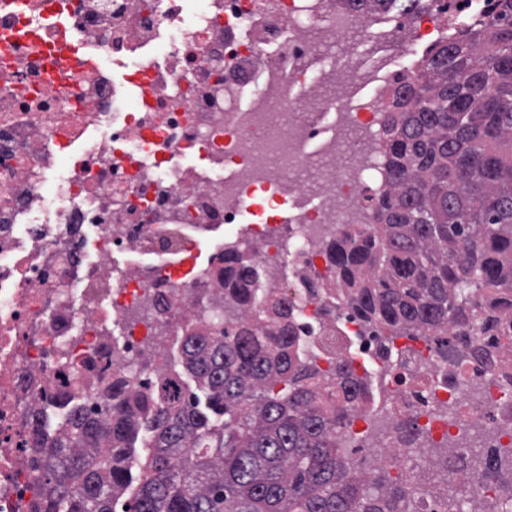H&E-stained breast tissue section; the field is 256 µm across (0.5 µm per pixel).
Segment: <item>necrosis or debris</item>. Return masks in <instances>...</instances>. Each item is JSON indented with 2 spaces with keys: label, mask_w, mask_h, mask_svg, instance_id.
Returning a JSON list of instances; mask_svg holds the SVG:
<instances>
[{
  "label": "necrosis or debris",
  "mask_w": 512,
  "mask_h": 512,
  "mask_svg": "<svg viewBox=\"0 0 512 512\" xmlns=\"http://www.w3.org/2000/svg\"><path fill=\"white\" fill-rule=\"evenodd\" d=\"M188 2L0 0V512L32 510L34 404L90 354L88 386L111 378L157 327V293L177 304L164 334H181L217 286L200 258L223 254L228 227L291 272L279 293L320 368L342 358L375 380L361 411L389 425L375 458L420 512H459L434 504L426 455L393 428L438 443L477 426L487 447L511 444L512 342L488 371L368 335L310 288L327 275L317 236L369 223L384 184L369 139L399 76L384 45L444 39L438 0L412 28L399 2L360 15L341 0H202L192 17Z\"/></svg>",
  "instance_id": "1"
}]
</instances>
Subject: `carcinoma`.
I'll list each match as a JSON object with an SVG mask.
<instances>
[{"label": "carcinoma", "instance_id": "carcinoma-1", "mask_svg": "<svg viewBox=\"0 0 512 512\" xmlns=\"http://www.w3.org/2000/svg\"><path fill=\"white\" fill-rule=\"evenodd\" d=\"M343 2L363 14L392 0ZM483 10L449 20L392 88L372 222L320 252L323 293L365 332L449 333L443 354L492 370L486 340L512 335V0H477ZM257 254L224 247L220 287L171 340L179 365L157 344L95 393L76 381L33 407L35 512H411L403 479L347 456L369 382L343 359L320 372ZM441 462L512 485V447Z\"/></svg>", "mask_w": 512, "mask_h": 512}]
</instances>
